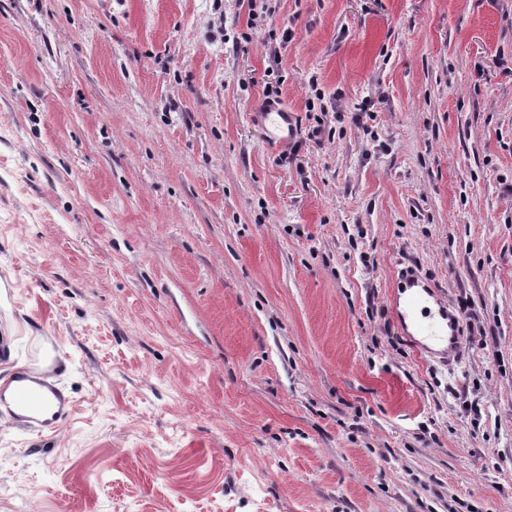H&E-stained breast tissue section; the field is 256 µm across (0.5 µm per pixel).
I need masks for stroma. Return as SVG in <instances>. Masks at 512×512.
<instances>
[{"label":"stroma","mask_w":512,"mask_h":512,"mask_svg":"<svg viewBox=\"0 0 512 512\" xmlns=\"http://www.w3.org/2000/svg\"><path fill=\"white\" fill-rule=\"evenodd\" d=\"M250 8L0 0V512H512V0ZM279 88L266 87V98L268 101L279 102ZM268 102L256 113H258L259 127L266 142L273 145L285 143L296 130L293 117L288 114V109L279 103ZM401 280L405 284V288L421 287V291L410 295L400 311L404 321L407 318L413 319L418 336H421L427 343H422L413 337L414 342L425 346L426 353L432 358L439 356L447 360L448 366L452 365L459 358L462 343L459 319L448 310L439 308L437 311H433L426 305L429 300L427 297H432L431 289L426 285H421L418 276L404 270ZM39 375L31 368L18 372L15 378L16 409L10 406H6V409L13 421L23 424L32 433L42 435L53 431L49 425L55 417L70 415L72 401L61 388ZM50 401L54 403L56 412L52 419H44L42 413Z\"/></svg>","instance_id":"obj_1"}]
</instances>
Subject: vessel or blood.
Returning a JSON list of instances; mask_svg holds the SVG:
<instances>
[{"instance_id": "obj_1", "label": "vessel or blood", "mask_w": 512, "mask_h": 512, "mask_svg": "<svg viewBox=\"0 0 512 512\" xmlns=\"http://www.w3.org/2000/svg\"><path fill=\"white\" fill-rule=\"evenodd\" d=\"M258 123L266 142L280 144L288 141L296 126L292 116L281 104L268 102L258 112ZM401 279L412 293L404 303L402 318L413 319L417 332L429 347L430 356L454 362L460 355L462 343L459 319L445 310H432L427 301L431 295L429 287L419 284L418 276L402 272ZM17 390L16 406L8 414L15 422L23 424L30 432L41 435L49 432L50 422L42 413L47 404H54L57 415L72 411V402L61 388L39 376L34 369H24L15 378Z\"/></svg>"}]
</instances>
